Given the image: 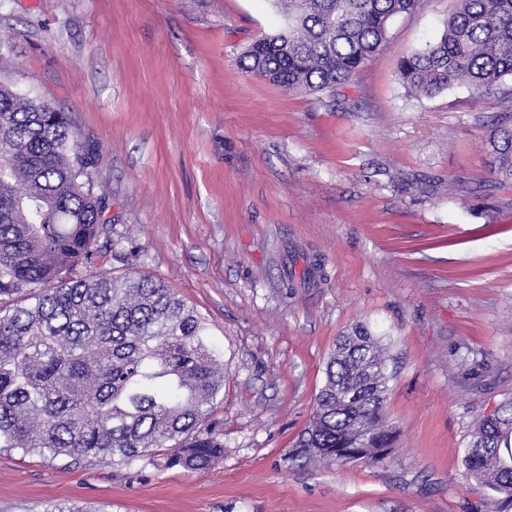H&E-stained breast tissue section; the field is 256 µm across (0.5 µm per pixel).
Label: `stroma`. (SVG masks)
I'll return each mask as SVG.
<instances>
[{
	"instance_id": "1",
	"label": "stroma",
	"mask_w": 512,
	"mask_h": 512,
	"mask_svg": "<svg viewBox=\"0 0 512 512\" xmlns=\"http://www.w3.org/2000/svg\"><path fill=\"white\" fill-rule=\"evenodd\" d=\"M456 7L424 0L308 94L239 65L283 26L271 0H0V83L69 112L100 153L114 249L135 253L113 274L173 288L224 370L211 469L2 449L0 512H512L464 466L476 421L512 402V186L489 167L503 106L398 79ZM358 324L390 356L393 452L291 460Z\"/></svg>"
}]
</instances>
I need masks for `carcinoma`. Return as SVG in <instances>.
<instances>
[{
	"label": "carcinoma",
	"mask_w": 512,
	"mask_h": 512,
	"mask_svg": "<svg viewBox=\"0 0 512 512\" xmlns=\"http://www.w3.org/2000/svg\"><path fill=\"white\" fill-rule=\"evenodd\" d=\"M423 0H274L280 31L239 60L290 91L317 93L352 77L384 45L391 20ZM512 0H459L442 34L403 58L398 77L430 96L455 83L512 103ZM493 174L512 181V107L496 119ZM100 155L67 113L0 84V448L51 460L157 456L202 472L224 458L210 420L223 375L200 314L150 277L82 278L112 251L108 202L88 172ZM386 358L363 327L342 337L326 367L295 456L379 463L391 452ZM362 394L349 398L351 385ZM468 475L512 496V404L481 419Z\"/></svg>",
	"instance_id": "obj_1"
}]
</instances>
